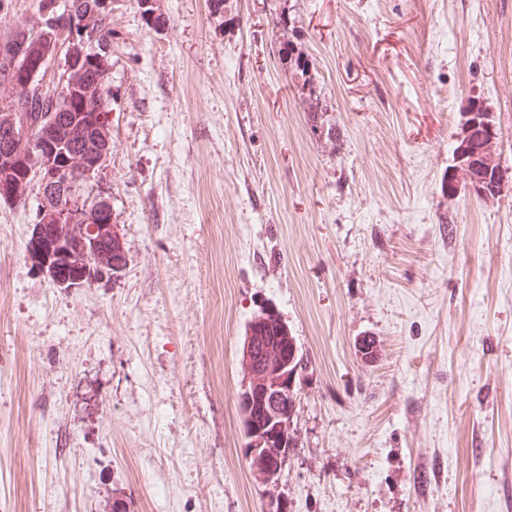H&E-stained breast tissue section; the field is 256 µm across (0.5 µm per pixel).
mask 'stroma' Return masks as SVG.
<instances>
[{"mask_svg": "<svg viewBox=\"0 0 512 512\" xmlns=\"http://www.w3.org/2000/svg\"><path fill=\"white\" fill-rule=\"evenodd\" d=\"M113 0L109 196L126 265L57 286L0 202V495L12 512H512V0ZM489 113L503 174L455 151ZM302 353L275 483L243 454L245 326ZM279 10L275 18V26L279 33V49L278 54L286 64L289 62V69L294 81L298 82L299 97L305 112H311L312 121L317 123L316 119L320 117V128H325V133L329 137L332 133V124L324 119L327 111L324 108V100L322 99V90L315 82L316 67L309 56L303 51L302 44L299 41L301 32L298 30L295 17L292 16L290 9L293 5L288 6V0H278ZM312 71V72H311ZM493 124V125H492ZM478 129L475 131L476 134L479 136L477 137L476 141V150L477 153L474 156V158L471 160L472 164L468 166L467 172L470 176V179L472 180V177L478 178V179H485L486 182L484 183L483 187L486 190L485 196L488 197H494L496 194L500 193L501 190V179H495V170L498 168L500 169V163H496L491 171L489 176L483 175L481 176V173H475L473 170L470 171L472 168H476L477 166H481L483 164L482 161V151L483 148H481V145L484 142H489L491 139L498 140V129L495 127L492 119L487 120H481L478 124Z\"/></svg>", "mask_w": 512, "mask_h": 512, "instance_id": "35a3bbf8", "label": "stroma"}]
</instances>
